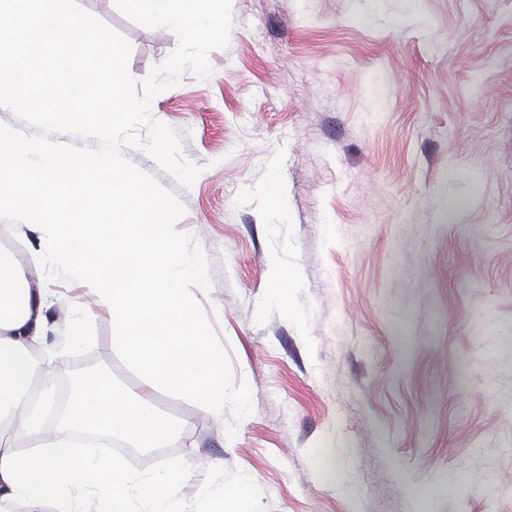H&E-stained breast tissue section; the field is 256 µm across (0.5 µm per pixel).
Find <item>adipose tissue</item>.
<instances>
[{"mask_svg": "<svg viewBox=\"0 0 512 512\" xmlns=\"http://www.w3.org/2000/svg\"><path fill=\"white\" fill-rule=\"evenodd\" d=\"M37 239L31 263L0 251V430L32 442L12 448L0 433V504L25 512H86L82 492L101 512H199L178 493L180 467L143 475L120 460L78 450L77 432L154 448L177 426L155 406L104 375L73 390L62 422L48 431L31 409L33 391L50 401L46 349L48 298L41 266L78 281L112 319L113 340L150 388L224 413V363L195 321L188 285L202 286L205 265L168 234L171 215L111 159H71L50 141L23 142L0 129V202Z\"/></svg>", "mask_w": 512, "mask_h": 512, "instance_id": "obj_1", "label": "adipose tissue"}]
</instances>
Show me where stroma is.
<instances>
[{
  "label": "stroma",
  "instance_id": "obj_1",
  "mask_svg": "<svg viewBox=\"0 0 512 512\" xmlns=\"http://www.w3.org/2000/svg\"><path fill=\"white\" fill-rule=\"evenodd\" d=\"M80 6L143 80L177 45L114 0ZM208 79L152 116L201 166L178 231L210 262L196 297L252 411L224 419L140 382L91 295L48 265L53 427L90 361L180 425L126 456L180 465L179 493L250 481L253 512H512V0H232ZM286 301H278L279 293ZM82 306L88 338L68 342Z\"/></svg>",
  "mask_w": 512,
  "mask_h": 512
}]
</instances>
